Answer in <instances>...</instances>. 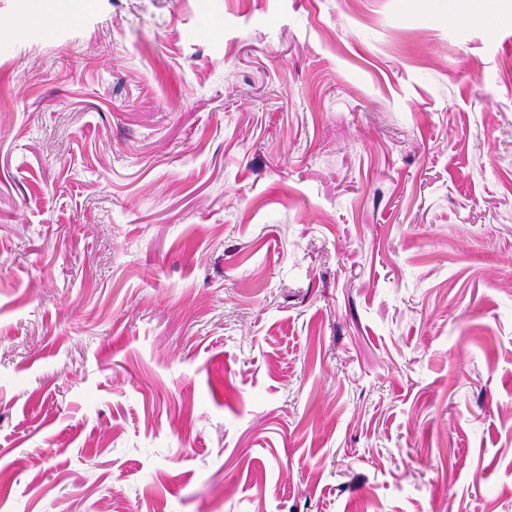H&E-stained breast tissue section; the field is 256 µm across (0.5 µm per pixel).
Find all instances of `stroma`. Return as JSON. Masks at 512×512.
I'll return each instance as SVG.
<instances>
[{
	"label": "stroma",
	"instance_id": "stroma-1",
	"mask_svg": "<svg viewBox=\"0 0 512 512\" xmlns=\"http://www.w3.org/2000/svg\"><path fill=\"white\" fill-rule=\"evenodd\" d=\"M0 0V512H512V0Z\"/></svg>",
	"mask_w": 512,
	"mask_h": 512
}]
</instances>
